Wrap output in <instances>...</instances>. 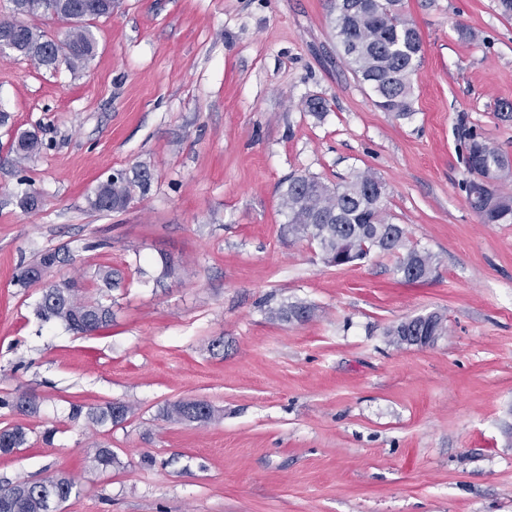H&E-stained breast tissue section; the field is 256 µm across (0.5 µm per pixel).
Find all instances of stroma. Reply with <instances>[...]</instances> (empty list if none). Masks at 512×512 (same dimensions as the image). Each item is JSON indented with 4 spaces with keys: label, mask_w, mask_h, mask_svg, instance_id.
Here are the masks:
<instances>
[{
    "label": "stroma",
    "mask_w": 512,
    "mask_h": 512,
    "mask_svg": "<svg viewBox=\"0 0 512 512\" xmlns=\"http://www.w3.org/2000/svg\"><path fill=\"white\" fill-rule=\"evenodd\" d=\"M423 41L414 113L381 111L342 57L328 0H119L92 20L73 72L0 57V426L28 428L0 485L65 472L60 512H512V224H484L461 184L460 125L512 156V17L497 0H404ZM321 98L323 119L305 102ZM42 149L22 163L20 132ZM145 168V196L98 212L110 174ZM371 170L386 211L437 269L393 258L326 266L283 230L279 186ZM40 193L27 213L20 180ZM65 246L56 276L111 305L77 336L34 314L20 264ZM118 273L112 287L99 267ZM313 306L304 323L270 315ZM443 314L433 345L400 321ZM22 391L39 416L13 411ZM201 400L205 426L162 417ZM124 401L112 429L70 406ZM122 462L98 468L96 446ZM419 317H426L425 321L418 323ZM446 318L438 313H430L409 318L392 326L387 331L390 342L397 345H410L407 343L406 336H410V341L418 346H428L437 340V336H443L447 332ZM413 331L424 332L427 336H413Z\"/></svg>",
    "instance_id": "35a3bbf8"
}]
</instances>
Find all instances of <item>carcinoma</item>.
Here are the masks:
<instances>
[{
  "label": "carcinoma",
  "instance_id": "obj_1",
  "mask_svg": "<svg viewBox=\"0 0 512 512\" xmlns=\"http://www.w3.org/2000/svg\"><path fill=\"white\" fill-rule=\"evenodd\" d=\"M12 12L0 17V38H9L12 53L38 66L56 68L63 64L72 71L89 65L96 55V41L88 21L112 14L116 0H11ZM51 16L70 22L62 38H53L24 21L26 17ZM331 24L343 56L353 73L373 91L376 105L397 118L413 112L412 75L423 59V45L415 26L402 9V0H331ZM39 143L35 134L21 133L12 144L20 161L28 159ZM462 151L470 178L462 190L471 209L484 224L512 223V194L500 191L499 184L512 175V158L501 152L472 128L464 129ZM151 174L139 170L128 178L121 173L102 182L90 201L93 210L112 212L125 209L134 191L146 192ZM386 184L366 170L353 174L336 186L307 174L292 175L281 184L280 206L287 217L285 228L295 239L315 241L322 260L330 266L362 261L371 250L397 257L396 271L407 283L422 282L435 272L433 255L407 245L402 227L387 234L393 226L385 215ZM26 212L39 210V194L27 188L17 197ZM74 263V255L64 247L46 250L24 266L16 276V285L29 288L42 285L36 303L37 317L56 321L75 333L90 335L112 326V307L79 294L73 280L53 279V273ZM311 316V308L291 304L271 311L283 321L295 316ZM415 332L442 336L447 332L446 318L438 313L426 320L409 318L387 331L390 342L407 344ZM12 408L19 414L35 415L39 402L25 393L18 394ZM124 402L103 405H71L69 418H82L96 426H117L128 417ZM169 420L206 424L214 411L204 401H179L164 411ZM27 433L18 426L0 428V453L10 454L26 442ZM75 491L74 481L66 474L42 481H20L0 486V512H58Z\"/></svg>",
  "mask_w": 512,
  "mask_h": 512
}]
</instances>
